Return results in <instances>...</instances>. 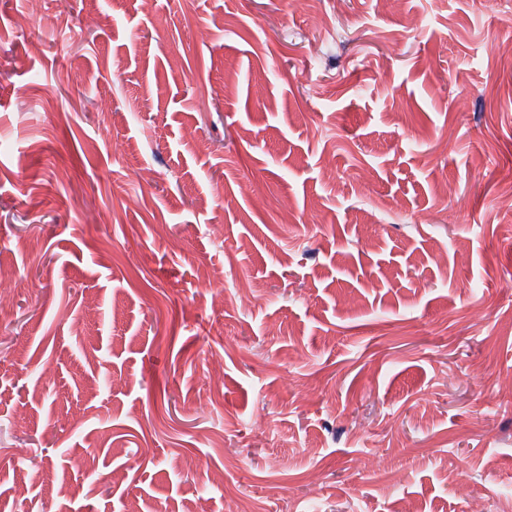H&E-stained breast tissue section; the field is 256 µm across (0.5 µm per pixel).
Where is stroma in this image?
<instances>
[{
	"mask_svg": "<svg viewBox=\"0 0 512 512\" xmlns=\"http://www.w3.org/2000/svg\"><path fill=\"white\" fill-rule=\"evenodd\" d=\"M25 9L0 512H512V0Z\"/></svg>",
	"mask_w": 512,
	"mask_h": 512,
	"instance_id": "obj_1",
	"label": "stroma"
}]
</instances>
